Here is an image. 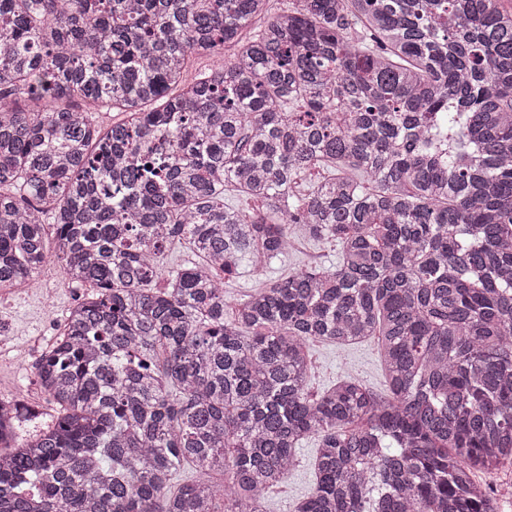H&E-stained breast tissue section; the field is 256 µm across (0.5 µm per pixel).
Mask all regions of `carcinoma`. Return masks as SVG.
<instances>
[{
    "instance_id": "obj_1",
    "label": "carcinoma",
    "mask_w": 512,
    "mask_h": 512,
    "mask_svg": "<svg viewBox=\"0 0 512 512\" xmlns=\"http://www.w3.org/2000/svg\"><path fill=\"white\" fill-rule=\"evenodd\" d=\"M273 4L0 0V291L51 256L91 289L36 364L57 420L22 437L38 412L0 401V512H265L311 437L294 512H498L476 473L512 462V10ZM293 226L336 268L226 318L224 278ZM176 240L199 262L156 288ZM371 336L388 397L309 396L308 342ZM185 464L224 482L174 489Z\"/></svg>"
}]
</instances>
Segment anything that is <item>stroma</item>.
Segmentation results:
<instances>
[{
    "label": "stroma",
    "instance_id": "obj_1",
    "mask_svg": "<svg viewBox=\"0 0 512 512\" xmlns=\"http://www.w3.org/2000/svg\"><path fill=\"white\" fill-rule=\"evenodd\" d=\"M295 246L276 260L267 276L280 277L300 268L326 269L338 259L336 245L320 243L295 232ZM39 292L27 295L0 291V399L23 397L46 415L54 406L46 399L35 379L34 365L57 333L68 310L84 294L67 284L57 261L47 262L38 274ZM311 363L310 391L319 394L344 378H355L376 393L386 391L385 371L378 342L368 338L344 348L325 341L308 347ZM316 440H308L298 450V466L267 500V512H292L298 498L308 493L314 482Z\"/></svg>",
    "mask_w": 512,
    "mask_h": 512
}]
</instances>
